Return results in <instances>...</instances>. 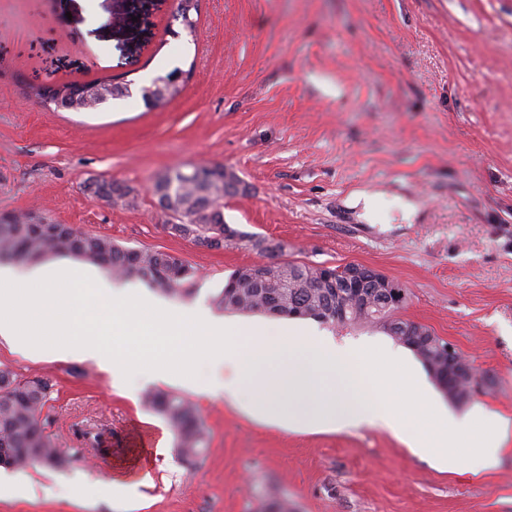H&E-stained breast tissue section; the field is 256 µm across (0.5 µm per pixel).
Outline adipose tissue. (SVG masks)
<instances>
[{
    "instance_id": "ef3b65f1",
    "label": "adipose tissue",
    "mask_w": 512,
    "mask_h": 512,
    "mask_svg": "<svg viewBox=\"0 0 512 512\" xmlns=\"http://www.w3.org/2000/svg\"><path fill=\"white\" fill-rule=\"evenodd\" d=\"M0 339L28 358L93 361L118 387L139 371L290 430L380 428L449 469L490 471L512 439L497 411L444 410L401 351L178 308L67 255L0 266Z\"/></svg>"
}]
</instances>
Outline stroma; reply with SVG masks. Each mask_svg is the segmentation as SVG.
Returning <instances> with one entry per match:
<instances>
[{
  "label": "stroma",
  "mask_w": 512,
  "mask_h": 512,
  "mask_svg": "<svg viewBox=\"0 0 512 512\" xmlns=\"http://www.w3.org/2000/svg\"><path fill=\"white\" fill-rule=\"evenodd\" d=\"M173 0H0V217L32 215L194 266L191 294L211 306L245 247L208 249L169 233L151 186L159 174L221 165L248 186L224 201L227 223L284 243V260L357 263L401 282L403 319L425 324L492 378L476 404L512 416V0H200L195 34L168 31ZM78 33L45 46L62 75L188 71L184 91L146 109L139 96L89 114L37 103L16 78L38 21ZM93 179L134 189L108 205ZM371 210L352 206L358 193ZM414 215H407V206ZM51 386L45 431L65 459L0 477L34 495L0 512H75L73 486L136 485L140 512H512V446L474 476L444 471L372 427L287 431L163 382L118 394L89 362L32 360L0 340V367ZM198 410L205 461L176 455L173 428L143 396ZM111 429L77 451V429Z\"/></svg>",
  "instance_id": "obj_1"
}]
</instances>
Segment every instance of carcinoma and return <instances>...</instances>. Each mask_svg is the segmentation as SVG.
Instances as JSON below:
<instances>
[{"instance_id": "obj_1", "label": "carcinoma", "mask_w": 512, "mask_h": 512, "mask_svg": "<svg viewBox=\"0 0 512 512\" xmlns=\"http://www.w3.org/2000/svg\"><path fill=\"white\" fill-rule=\"evenodd\" d=\"M198 0H180L179 25L195 31ZM155 84L140 87V98L148 109L161 107L179 96L183 87L148 100L145 91ZM200 174L187 176L173 169L156 178L153 194L167 201L163 210L177 212L188 224H225L224 198L235 196L229 189L224 167L203 166ZM95 194L109 205L131 206L136 197L128 186L116 181L99 182ZM250 246L260 254L274 256L261 247L254 234L229 228L220 248ZM67 252L112 273L115 278L132 274L148 281L155 290L171 295L191 292L197 277L194 268L173 255L149 249L121 246L107 236L43 234L34 231L21 218L0 220V261L30 262ZM214 304L224 310L242 313H266L288 317L311 318L332 327L348 325L382 326L402 323L397 316L401 307L378 305V293L365 292L361 303L336 302V293L320 278V266L291 261L270 260L264 263V275L256 276L252 265L234 269L224 288L214 296ZM445 340L433 332L418 341L424 355L445 365L438 348ZM50 397V385L41 378H23L8 367L0 368V448L12 450L10 469L32 465L60 467L65 459L45 433L41 413ZM144 403L163 415L176 432L178 457L190 466L202 463L208 447V433L197 410L187 401L171 394L150 391Z\"/></svg>"}]
</instances>
